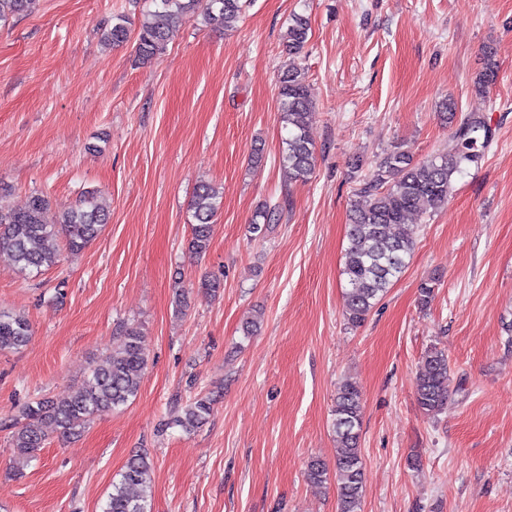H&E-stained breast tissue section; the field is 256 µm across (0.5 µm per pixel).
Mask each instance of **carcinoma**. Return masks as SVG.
<instances>
[{
    "label": "carcinoma",
    "instance_id": "1",
    "mask_svg": "<svg viewBox=\"0 0 512 512\" xmlns=\"http://www.w3.org/2000/svg\"><path fill=\"white\" fill-rule=\"evenodd\" d=\"M34 0H0V23L30 11ZM154 9L147 10L137 36V60L145 62L162 50L174 29L188 18L202 16L208 24L222 25L238 17L244 0H150ZM309 18L295 14L283 41L290 57L299 56L308 42ZM108 46L119 47L129 39L123 19L103 31ZM497 64L494 52L487 55L485 69L476 77L474 89L482 94L495 83ZM280 119L287 130L279 153V168L290 182L303 181L311 174L315 151L308 137V115L312 108L305 70L296 65L284 70L279 80ZM489 140V125L480 114H473L452 134L448 147L429 159L414 161L406 151L396 147L379 157L370 174L359 181L357 194L366 198L350 215L348 245L344 253L342 275L349 288L343 293L347 323L362 324L375 304L403 275L414 242L406 227L411 213L425 214L448 203L456 176L465 173L484 154ZM50 201L34 194L25 208L14 210L0 205V262L19 266L38 274L58 263L53 241L62 236L68 248L79 252L90 245L110 220V210L101 195L90 192L75 205L61 210L55 224L44 214ZM192 218L189 250L197 257L210 248L214 217L220 209L216 193L199 184L190 203ZM279 207L265 204L256 209L250 233L263 238L278 222ZM32 336L28 319L16 312L0 310V351L26 346ZM148 359L142 348L138 327L129 325L121 333L117 349L103 365L89 370L70 397L56 401L41 397L28 402L13 424L11 444L25 454L16 472L35 460L44 447L45 423L55 425L65 438L81 436L96 413L127 405L139 394ZM456 393L452 386L448 354L436 347L421 359L415 379L416 401L426 414L441 413ZM214 399L198 394L176 408L167 425L186 433L200 428L208 420ZM363 398L360 386L352 380L341 382L334 398L332 428L337 454L333 466L319 458L308 462L306 478L321 484L336 479V512H362L366 469L361 448ZM153 462L146 453L131 456L112 482L102 512H150L151 473Z\"/></svg>",
    "mask_w": 512,
    "mask_h": 512
}]
</instances>
